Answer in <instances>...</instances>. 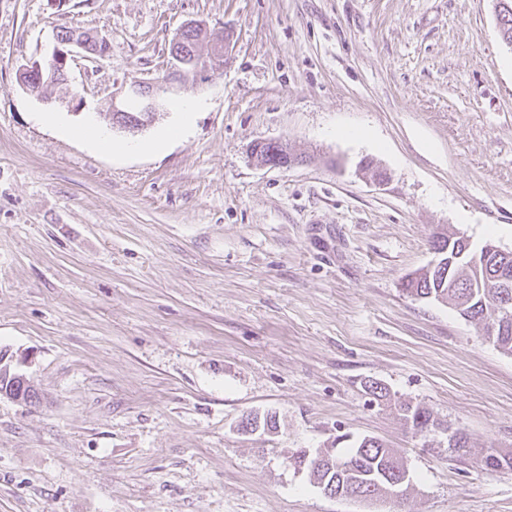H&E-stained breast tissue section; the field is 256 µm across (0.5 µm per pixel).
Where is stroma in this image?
Wrapping results in <instances>:
<instances>
[{
    "instance_id": "obj_1",
    "label": "stroma",
    "mask_w": 512,
    "mask_h": 512,
    "mask_svg": "<svg viewBox=\"0 0 512 512\" xmlns=\"http://www.w3.org/2000/svg\"><path fill=\"white\" fill-rule=\"evenodd\" d=\"M193 20L234 38L172 93L200 105L180 138L137 148L169 109L112 129L113 154L43 122L166 74ZM61 27L111 53L75 57L41 101L17 71ZM255 140L301 161L259 165ZM440 228L512 251L494 0H0V348L28 356L39 397H0V512H394L284 464L365 436L404 457L406 512H512V472L480 463L512 453V355L402 290ZM399 402L440 430L414 433ZM254 411L277 433H239Z\"/></svg>"
}]
</instances>
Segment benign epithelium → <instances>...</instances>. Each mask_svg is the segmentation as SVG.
Listing matches in <instances>:
<instances>
[{"label":"benign epithelium","mask_w":512,"mask_h":512,"mask_svg":"<svg viewBox=\"0 0 512 512\" xmlns=\"http://www.w3.org/2000/svg\"><path fill=\"white\" fill-rule=\"evenodd\" d=\"M204 31L206 25L203 22L186 24L172 41L169 71L161 77L143 81L127 90L111 93L104 103V118L115 128L139 130L145 122L137 113L157 114L164 111L168 94L174 91L175 83L193 72L222 65L232 36L227 34L223 41L210 44L208 51L203 54L200 51V43ZM109 50V42L104 37L94 36V44L91 45L85 41L79 29L72 30L66 37L59 34V30L56 29L52 34L46 60L20 68L25 78L21 85L27 91L33 85L40 86L53 79L66 85L69 82V62L75 56L80 55L90 62H97L105 58ZM27 365V356L14 355L0 370L6 372L9 378L14 377L27 382L29 378L24 371Z\"/></svg>","instance_id":"7a95c632"}]
</instances>
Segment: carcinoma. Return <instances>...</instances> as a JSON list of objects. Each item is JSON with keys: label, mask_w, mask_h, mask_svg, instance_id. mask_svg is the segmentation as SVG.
I'll use <instances>...</instances> for the list:
<instances>
[{"label": "carcinoma", "mask_w": 512, "mask_h": 512, "mask_svg": "<svg viewBox=\"0 0 512 512\" xmlns=\"http://www.w3.org/2000/svg\"><path fill=\"white\" fill-rule=\"evenodd\" d=\"M503 2L506 7L502 8L499 34L505 44L512 45V0ZM252 155L260 163L274 167H288L296 160L286 146L276 141L255 142ZM432 247L445 249L455 256L456 267L446 278L434 270H423L406 279L404 291L417 299L451 303L459 315L467 317L498 350L512 355V288L501 287L503 275L512 279V257L493 255L487 259L482 250L443 229L434 232ZM400 411L406 424L417 434L425 435L440 428L427 408L402 404ZM258 419L262 428L277 429L276 416L267 412L260 418L246 415L241 421V430L248 431ZM324 455V463L309 472L310 481L362 499L384 495L383 488L389 479L404 466L395 450L375 437L365 436L357 446L344 452L327 448ZM480 462L490 470L512 471V456L492 448L484 449Z\"/></svg>", "instance_id": "carcinoma-1"}]
</instances>
